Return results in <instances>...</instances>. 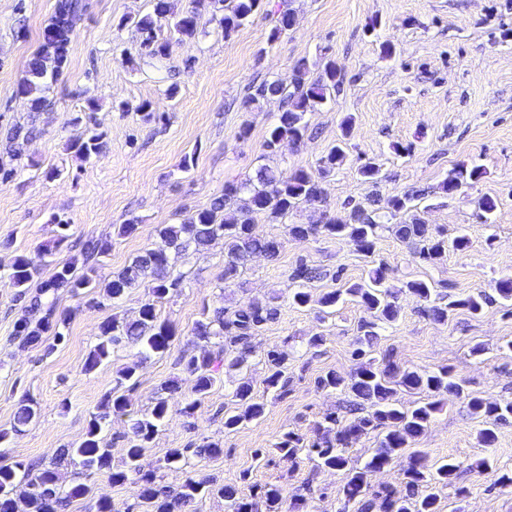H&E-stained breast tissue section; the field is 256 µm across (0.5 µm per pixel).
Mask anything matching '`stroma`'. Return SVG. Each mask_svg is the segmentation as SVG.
<instances>
[{"instance_id":"stroma-1","label":"stroma","mask_w":512,"mask_h":512,"mask_svg":"<svg viewBox=\"0 0 512 512\" xmlns=\"http://www.w3.org/2000/svg\"><path fill=\"white\" fill-rule=\"evenodd\" d=\"M87 3L49 105L33 115L16 90L56 0H0V160L14 169L9 180L0 181V271L20 254L46 280L88 240L110 245L77 268L81 274L95 268L94 292L75 296L62 288L43 295L55 317L38 343L20 345L15 333L22 305L13 289L0 285V430L10 432L0 443V464H46L58 449L77 447L113 378L134 361L139 368L128 397L133 410L146 413L161 384L181 375L188 335L204 307L234 308L273 297L279 316L257 336L258 356L247 368L225 369L223 382L198 410L195 427L172 414L141 463L175 483L179 474L164 466L169 449L216 443L223 455L189 457L186 471L218 477L242 498L250 496L251 484H278L302 492L303 512H340L343 473L315 468L304 456L289 465L275 444L288 431L309 432L328 413L349 416L356 402L349 389L323 390L316 380L330 370L350 377L357 327L368 314L351 300L329 310L316 303L293 305L290 273L303 260L341 270L343 281L352 283L366 275L370 263L342 240H297L286 226L309 223L319 212L343 220L348 201H372L383 209L390 197L423 189L428 196L421 219L444 238L466 235L469 246L426 264L405 243L382 235L376 253L393 267V284L424 278L463 297L512 278V0H294L295 25L276 42L268 40L275 15L256 13L228 39L205 18L197 35L174 44L168 58L131 63L121 51L131 46L132 34L118 23L150 12V0ZM386 44L392 56L383 54ZM325 58L344 76L340 92L307 113L303 143L285 141L266 151L281 107L263 102L240 110L249 86L264 78L291 83L299 61L315 66ZM173 83L178 91L170 98L166 90ZM91 98L97 103L93 112ZM145 101L154 106L148 118L136 110ZM347 116V157L325 179L321 203L300 206L284 225L257 217L256 234L282 243L277 259L254 256L228 281L223 243L188 252L180 266L181 287L157 306L175 332L169 351L141 361L135 349L122 347L95 372L84 373L100 323L115 314L135 318L149 296L144 285L120 301L104 299L102 285L113 272L157 246L162 225L181 223L209 206L225 184L244 181L259 166L270 165L285 178L314 170ZM90 122L103 133L106 150L86 160L69 141ZM17 125L34 126L33 136L8 141L7 132ZM368 161L381 169L379 184L358 173ZM462 164L482 168L484 176L448 199L440 185ZM485 196L497 202L487 224L477 208ZM129 222L136 232L118 235L119 225ZM398 305L397 319L380 324L369 357L389 351L403 368H446L464 390L512 401V306L497 303L479 315L458 309L436 322L422 314L411 294H400ZM314 336L322 339L315 347L309 343ZM272 349L288 354L292 384L284 398L264 385L263 354ZM244 377L265 402V414L228 432L224 411ZM26 397L36 415L21 432H12L18 403ZM482 427L465 400L448 393L414 443L431 461L453 458L464 465L453 484L439 489L440 512H512V487L496 484L500 476H512V421L498 427L490 447L479 441ZM484 458L492 470L471 471V463ZM245 470L251 473L246 482L240 479Z\"/></svg>"}]
</instances>
